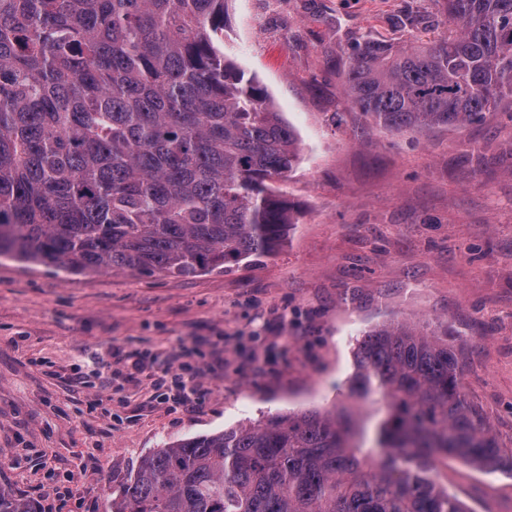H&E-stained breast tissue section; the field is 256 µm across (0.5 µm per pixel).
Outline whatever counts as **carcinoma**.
Returning <instances> with one entry per match:
<instances>
[{"label": "carcinoma", "instance_id": "cac0c4a2", "mask_svg": "<svg viewBox=\"0 0 512 512\" xmlns=\"http://www.w3.org/2000/svg\"><path fill=\"white\" fill-rule=\"evenodd\" d=\"M441 11L433 40L350 45L344 94L376 125L458 128L512 98V0ZM223 40L224 0H0V258L190 277L275 253L296 218L268 182L299 137ZM352 353L370 409L168 442L107 512H467L436 458L512 471L448 333L394 321ZM0 512L33 507L0 487Z\"/></svg>", "mask_w": 512, "mask_h": 512}]
</instances>
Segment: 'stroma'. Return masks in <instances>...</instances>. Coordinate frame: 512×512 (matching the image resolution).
I'll return each instance as SVG.
<instances>
[{"label":"stroma","instance_id":"obj_1","mask_svg":"<svg viewBox=\"0 0 512 512\" xmlns=\"http://www.w3.org/2000/svg\"><path fill=\"white\" fill-rule=\"evenodd\" d=\"M437 0H228L223 50L297 130L270 187L296 225L276 254L192 277L70 275L0 260V486L36 512H103L164 443L347 400L353 341L392 321L447 332L463 387L512 451V101L481 123L368 129L343 93L350 45L394 43ZM185 347L193 411L133 364ZM111 354L99 374L93 362ZM438 458L468 508L512 512V476Z\"/></svg>","mask_w":512,"mask_h":512}]
</instances>
